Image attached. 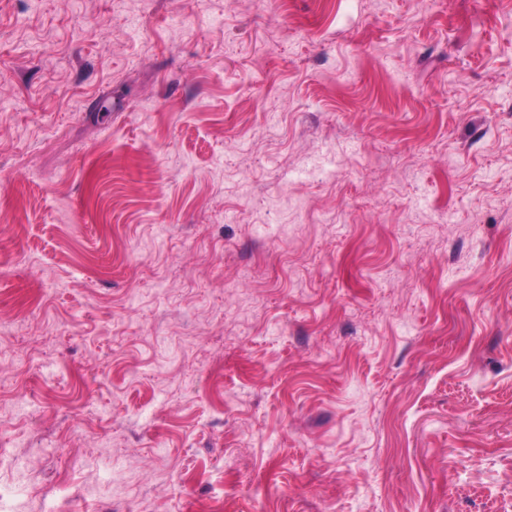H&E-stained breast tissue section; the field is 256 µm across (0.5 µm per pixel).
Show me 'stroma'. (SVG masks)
Returning <instances> with one entry per match:
<instances>
[{
	"label": "stroma",
	"instance_id": "1",
	"mask_svg": "<svg viewBox=\"0 0 512 512\" xmlns=\"http://www.w3.org/2000/svg\"><path fill=\"white\" fill-rule=\"evenodd\" d=\"M0 503L512 512V0H0Z\"/></svg>",
	"mask_w": 512,
	"mask_h": 512
}]
</instances>
